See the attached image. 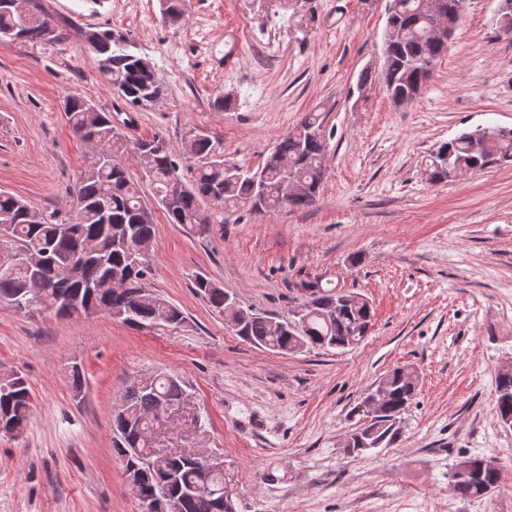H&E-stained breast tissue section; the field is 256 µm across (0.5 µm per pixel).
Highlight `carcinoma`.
<instances>
[{"mask_svg": "<svg viewBox=\"0 0 512 512\" xmlns=\"http://www.w3.org/2000/svg\"><path fill=\"white\" fill-rule=\"evenodd\" d=\"M425 0H388V21L399 37L385 49L380 73L365 72L361 79L379 82L391 99L413 100L430 79L435 64L447 51L448 40L431 35ZM466 0H443L453 36L459 25ZM61 33L52 20L36 15V22L25 29L23 40L58 41ZM88 43L98 56L100 73L122 91L131 104L143 106L161 98L162 84L154 67L117 42L110 31H95ZM89 97L71 92L64 100V112L74 133L81 139L98 142L102 153L91 156L81 172L72 194L76 200L73 214L39 211L20 196L0 192V217L10 218L5 225L8 249L15 252H41L47 248L71 263L60 262L43 271L49 288L40 297L28 295L32 279L29 269H17L10 276L0 274V302L17 309L43 306L62 317L72 316L65 301L79 299V313L89 314L113 305L114 291L105 278L107 270L128 280L126 306L131 311L113 317L138 327L185 323L182 310L169 301L146 291L145 255L138 246L154 239L155 212L143 202L142 185L131 178L123 162L133 155L140 166H148V180L153 185L157 205L170 224H180L204 233L211 216L203 209L207 203L214 214L239 211L254 214L274 213L283 209L305 210L317 200L327 170L326 139L318 114H304L298 124L278 139L274 151L288 161V167L301 183L302 192L294 194L288 176L266 161L250 169L233 164L226 167L222 142L195 134L182 144L181 153L192 165L191 185L168 198L172 173L180 166L174 149L166 139H127L110 112H91ZM490 163H512V129L486 126L441 143L431 154L432 182H442L451 175L483 169ZM111 210L112 224L103 226L101 206ZM95 242L98 256L84 260L83 243ZM299 287L310 291L307 313L296 318L276 317L254 312L241 323L238 336L244 340L283 353L311 349H340L361 343L372 326L369 302L360 294L342 288H325L319 281H304ZM196 292L217 313L232 316L236 297L212 279L199 275L194 280ZM385 391L383 409L369 413L356 406L357 414L367 417L354 434L366 441L381 442L383 447L399 437L403 416L416 394L417 380L393 369L378 383ZM495 408L502 423L512 422V365L500 366L495 379ZM186 397L182 382L159 372L144 376L128 385L112 419L114 452L126 463L137 466V495L150 512H234L231 496L224 490L221 473L208 471L191 454L173 452L157 455L151 451L154 428L160 423L156 414L159 403L179 406ZM32 394L25 377L13 369H0V422L10 425L12 437L22 436L32 412ZM501 468L483 466V457L474 456L456 464L451 474L456 495L480 499L501 480Z\"/></svg>", "mask_w": 512, "mask_h": 512, "instance_id": "1", "label": "carcinoma"}]
</instances>
